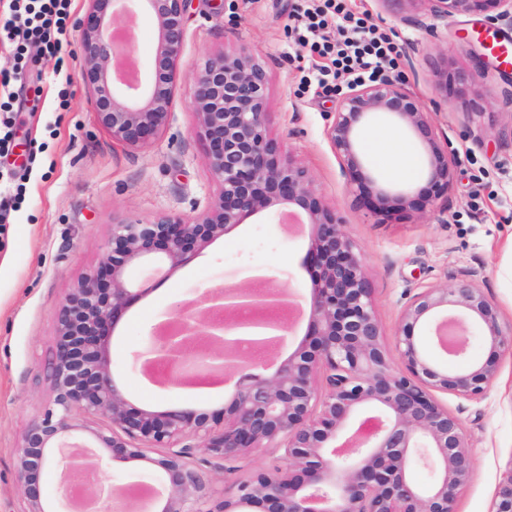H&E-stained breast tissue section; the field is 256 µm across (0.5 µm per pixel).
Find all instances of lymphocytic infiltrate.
I'll use <instances>...</instances> for the list:
<instances>
[{"instance_id": "lymphocytic-infiltrate-1", "label": "lymphocytic infiltrate", "mask_w": 512, "mask_h": 512, "mask_svg": "<svg viewBox=\"0 0 512 512\" xmlns=\"http://www.w3.org/2000/svg\"><path fill=\"white\" fill-rule=\"evenodd\" d=\"M71 7L72 0H10L0 42L15 48L19 63L12 74L0 77L1 87L23 81L29 48H37L44 58L60 59ZM331 27L341 32V40L327 37ZM293 28L300 46L321 59L307 82L322 92L334 91L345 77L373 83L398 73L399 45L350 12L344 0H305L293 17Z\"/></svg>"}]
</instances>
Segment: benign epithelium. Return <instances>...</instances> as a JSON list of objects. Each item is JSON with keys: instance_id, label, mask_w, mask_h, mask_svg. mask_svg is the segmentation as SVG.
I'll use <instances>...</instances> for the list:
<instances>
[{"instance_id": "7a95c632", "label": "benign epithelium", "mask_w": 512, "mask_h": 512, "mask_svg": "<svg viewBox=\"0 0 512 512\" xmlns=\"http://www.w3.org/2000/svg\"><path fill=\"white\" fill-rule=\"evenodd\" d=\"M78 26L80 66L98 125L112 140L136 149L168 126L178 63L185 42L187 0H87ZM413 19L421 5L436 21L483 15L512 26V0H380ZM141 14L157 26L148 75L135 84L117 73L114 22ZM479 69L437 68L436 93H452L477 106ZM268 74L246 47L210 56L193 77L195 134L216 185L210 205L191 218L160 213L112 223L99 266L69 290L55 313L50 363L51 401L28 426L16 448L18 495L25 512H72L76 477L109 458L145 466L161 490L151 489L153 512H456L469 484L474 447L458 414L441 395L467 402L485 398L502 358L512 356V327L471 275L451 286H432L404 305L394 336L402 368L393 365L379 321L365 259L324 204L307 169L284 155L269 132ZM378 119L404 124L426 150L428 184L448 190L451 160L440 148L428 113L400 82L353 85L339 102L327 139L347 173L358 202L385 220L398 209L419 210L432 197L386 188L365 165L360 135ZM286 213L311 228L307 251L312 282L305 338L274 370L258 375L241 356L243 341L226 334L244 326L283 331L252 346L263 353L285 340L288 324L274 317L290 289L226 286L194 290L190 308L166 312L134 354V363L162 366L169 380L191 382L230 374L235 388L211 412L154 410L132 405L112 377L110 338L116 324L146 292L157 273L167 276L254 215ZM141 269L139 281L130 271ZM484 330L485 356L468 353L466 325ZM434 328L435 345L450 364H438L416 331ZM107 424L99 425L95 417ZM259 448L277 464L241 480L233 496L216 500L202 464L224 463ZM62 465V511L48 500L40 477L49 461ZM432 473L426 486L412 466ZM118 484L102 498L112 512ZM490 512H512V459L498 482Z\"/></svg>"}]
</instances>
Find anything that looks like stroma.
I'll list each match as a JSON object with an SVG mask.
<instances>
[{"instance_id":"35a3bbf8","label":"stroma","mask_w":512,"mask_h":512,"mask_svg":"<svg viewBox=\"0 0 512 512\" xmlns=\"http://www.w3.org/2000/svg\"><path fill=\"white\" fill-rule=\"evenodd\" d=\"M302 0H188L181 81L172 118L153 144L129 149L97 124L79 64L77 27L85 0H73L61 66L29 58L32 84L41 88L35 112H16L15 141L0 155V169L22 176L20 203L0 229V512H22L17 493L16 447L44 412L50 396L49 363L55 346L54 313L71 288L104 256L116 217L150 218L167 212L191 216L210 203L215 185L195 136L192 77L212 54L248 46L264 64L269 85L270 130L284 153L310 173L324 203L335 210L366 259L379 318L394 336L410 295L432 285L475 275L512 323V70L498 68L485 32L512 35L480 16H460L431 26L407 23L378 0H346L349 10L402 44L412 67L403 76L429 114L440 147L454 157L452 183L424 212L395 214L376 223L351 193L326 136L339 96L301 91L311 60L288 33ZM478 67L485 74L483 111L462 108L434 92L432 70L440 60ZM309 226L288 230L265 215L251 217L169 275L133 305L114 330L112 372L138 407L215 410L229 390L153 381L132 366V356L156 318L197 287H259L250 278L262 263L309 300L304 268ZM475 446L473 477L456 512H488L500 475L512 460V359L504 360L487 397L477 403L448 395Z\"/></svg>"}]
</instances>
